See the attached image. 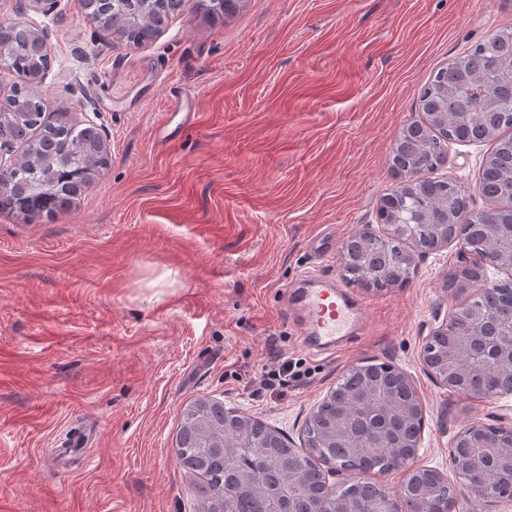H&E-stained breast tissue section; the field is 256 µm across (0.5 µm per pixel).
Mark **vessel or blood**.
I'll return each mask as SVG.
<instances>
[{
	"instance_id": "obj_1",
	"label": "vessel or blood",
	"mask_w": 512,
	"mask_h": 512,
	"mask_svg": "<svg viewBox=\"0 0 512 512\" xmlns=\"http://www.w3.org/2000/svg\"><path fill=\"white\" fill-rule=\"evenodd\" d=\"M305 346L330 350L361 329L364 307L332 276H301L290 300Z\"/></svg>"
}]
</instances>
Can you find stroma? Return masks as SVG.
<instances>
[{"mask_svg": "<svg viewBox=\"0 0 512 512\" xmlns=\"http://www.w3.org/2000/svg\"><path fill=\"white\" fill-rule=\"evenodd\" d=\"M47 33L48 119L95 125L108 164L70 210L0 213V512H196L174 441L198 398L300 441L310 411L351 365L394 363L424 405L418 465L447 469L468 424H512V395L473 400L424 369L425 338L451 309L450 244L409 283L357 288L362 334L314 356L285 290L306 270L342 276L347 238L381 232V198L420 89L512 25V0H199L133 46L78 0L50 12L0 0V20ZM187 100L194 118L173 111ZM484 143L450 144L443 175L473 211ZM321 238L334 250L310 248ZM311 368L283 393L246 383L271 351ZM83 446L60 458L58 445Z\"/></svg>", "mask_w": 512, "mask_h": 512, "instance_id": "35a3bbf8", "label": "stroma"}]
</instances>
